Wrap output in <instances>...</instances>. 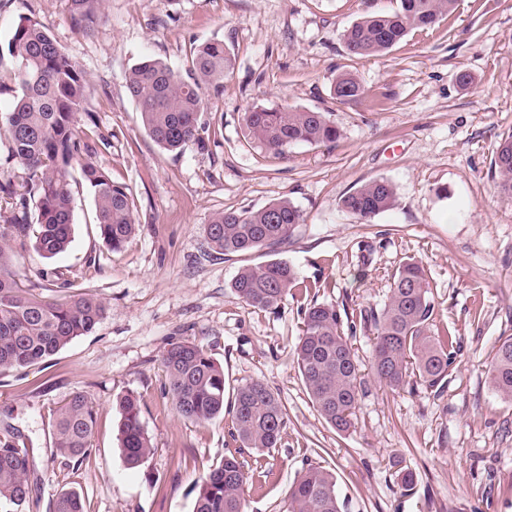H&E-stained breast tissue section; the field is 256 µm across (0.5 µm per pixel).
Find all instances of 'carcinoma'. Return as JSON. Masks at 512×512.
<instances>
[{
    "instance_id": "cac0c4a2",
    "label": "carcinoma",
    "mask_w": 512,
    "mask_h": 512,
    "mask_svg": "<svg viewBox=\"0 0 512 512\" xmlns=\"http://www.w3.org/2000/svg\"><path fill=\"white\" fill-rule=\"evenodd\" d=\"M76 33L88 37L104 16V0H66ZM456 0H400L391 13L360 19L342 34L347 51L358 59L379 56L416 28L437 24L455 9ZM14 60L8 79L0 76V91L13 93L10 110L0 116V133L8 153L19 165L18 174L0 182V370L24 369L43 362L77 337L92 331L104 317L102 299L79 293L64 300H45L18 285L10 252L27 241L45 258L65 252L72 242V161L81 160L84 182L94 197L97 224L103 241L120 249L137 230L126 188L114 183L98 166L78 132L80 118L94 124L85 108L89 79L85 71L50 36L33 15L22 16L7 46ZM233 59L224 42L211 41L193 51L186 72L146 57L126 75V89L142 124L153 141L168 152L180 153L200 143L199 120L205 95L220 92ZM362 94L350 74L336 79L334 95L344 102ZM252 136L270 150L291 143H329L339 131L323 112L290 107L254 106L244 113ZM494 168L500 191L512 197V132L498 141ZM394 186L374 179L343 197L342 208L368 223L390 209ZM303 223L301 211L287 200L257 209L221 211L206 225L211 247L226 256L272 249L288 242ZM300 285L287 262L270 260L239 268L232 288L241 301L258 309L278 307ZM435 305L424 265L404 261L392 277L384 305L341 315L333 304L313 303L303 312L302 336L294 349L297 369L320 416L338 433L353 425L362 377L352 350L357 325L375 329L371 370L391 391H403L412 379L427 388H440L457 355V341L448 332L434 331ZM162 365L167 395L177 414L206 423L230 416L229 433L246 448L277 447L286 428L285 410L272 390L260 381L235 388L225 401L224 368L194 342L171 344ZM494 393L512 401V337L499 341L487 364ZM119 426L125 463L141 466L152 445L141 422L137 399L120 401ZM97 421L94 402L82 392L72 394L53 413L52 445L76 464L88 456ZM34 457L11 432L0 437V512H25L32 494L29 474ZM234 455L211 465L197 482L194 512H245V488L260 482ZM50 512H86L85 501L74 491H62ZM285 512H343L335 475L310 464L288 492Z\"/></svg>"
}]
</instances>
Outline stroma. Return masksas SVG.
I'll return each mask as SVG.
<instances>
[{"label":"stroma","mask_w":512,"mask_h":512,"mask_svg":"<svg viewBox=\"0 0 512 512\" xmlns=\"http://www.w3.org/2000/svg\"><path fill=\"white\" fill-rule=\"evenodd\" d=\"M399 0H106L92 36L77 35L66 0H0V71L12 69L8 41L35 14L90 79L85 107L97 128L95 160L134 200L138 230L122 248L102 240L80 165L71 168L72 243L45 259L16 250L21 286L47 299L87 292L107 305L93 330L46 362L0 372V435L13 430L36 460L26 512H49L63 489L88 512H193L196 484L228 454L265 476L248 488L247 512H282L294 479L318 464L337 479L345 512H512V402L495 395L486 365L499 338L512 337V198L498 188L494 150L512 131V0H457L431 29H415L387 53L351 57L341 39L358 19ZM223 41L234 60L220 92L206 96L204 146L174 154L144 129L125 78L156 57L185 70L193 50ZM471 82L461 85L460 72ZM362 95L341 102L338 75ZM326 113L331 143L265 148L245 127L252 106ZM396 189L371 223L343 210L342 197L372 179ZM286 199L302 213L286 245L220 256L206 237L219 211ZM422 261L437 323L460 338L443 388H383L371 371L372 326L352 338L362 374L354 425L337 434L299 376L294 348L310 302L383 304L406 259ZM292 265L315 295L290 294L261 310L231 288L240 266ZM203 346L224 368L225 390L267 384L287 427L278 447H242L228 418L179 417L164 393L161 356L170 343ZM98 411L92 451L67 464L52 447L51 414L73 393ZM136 396L153 452L126 465L118 400ZM413 471L405 490L398 469Z\"/></svg>","instance_id":"1"}]
</instances>
